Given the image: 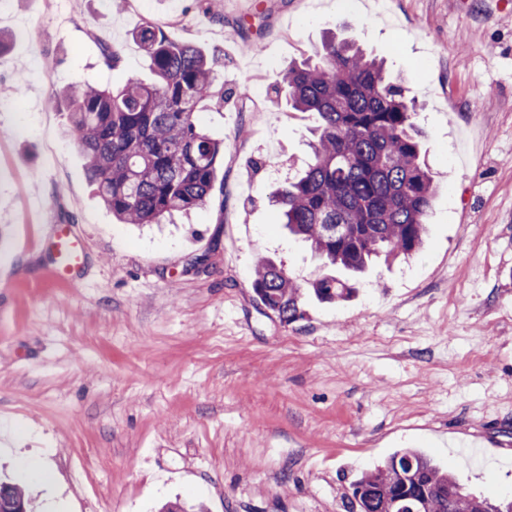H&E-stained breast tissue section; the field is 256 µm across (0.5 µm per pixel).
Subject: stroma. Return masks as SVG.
Wrapping results in <instances>:
<instances>
[{"label": "stroma", "mask_w": 512, "mask_h": 512, "mask_svg": "<svg viewBox=\"0 0 512 512\" xmlns=\"http://www.w3.org/2000/svg\"><path fill=\"white\" fill-rule=\"evenodd\" d=\"M5 0L0 31V477L34 512H351L350 483L416 448L467 491L512 494V0ZM212 56L228 91L202 125L227 147L206 206L123 224L64 134L61 90L152 74L143 20ZM402 78L438 191L422 249L347 301L285 325L261 258L321 275L267 196L306 166L315 117L281 75L325 31ZM122 54L109 69L100 43ZM61 163L46 164L47 147ZM50 224L88 264L45 279ZM41 461L43 477L16 459Z\"/></svg>", "instance_id": "1"}]
</instances>
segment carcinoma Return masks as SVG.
Here are the masks:
<instances>
[{"label":"carcinoma","instance_id":"cac0c4a2","mask_svg":"<svg viewBox=\"0 0 512 512\" xmlns=\"http://www.w3.org/2000/svg\"><path fill=\"white\" fill-rule=\"evenodd\" d=\"M133 37L155 76L119 87L87 84L64 94L68 135L87 177L124 224H161L204 207L224 142L203 127L204 108H224V81L208 56L146 20ZM292 110L311 112L307 170L270 198L289 233L328 272L310 282L324 303L345 301L377 259L390 264L422 245L435 185L425 160L417 105L402 79L356 42L328 33L315 52L285 69ZM252 288L281 323L302 319L303 288L284 265L259 263ZM358 512H512V499L468 493L427 455L406 448L352 482ZM30 507L18 483L0 482V512Z\"/></svg>","mask_w":512,"mask_h":512}]
</instances>
